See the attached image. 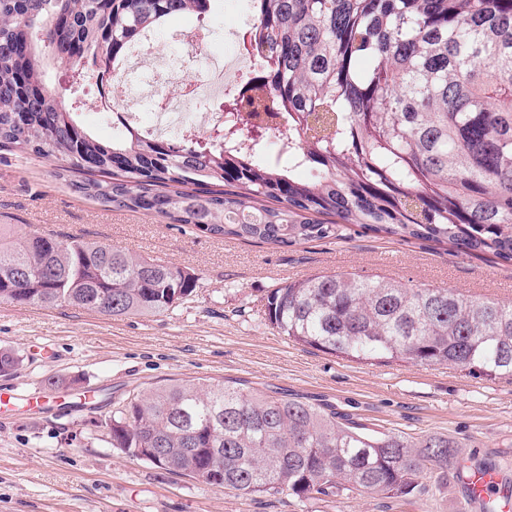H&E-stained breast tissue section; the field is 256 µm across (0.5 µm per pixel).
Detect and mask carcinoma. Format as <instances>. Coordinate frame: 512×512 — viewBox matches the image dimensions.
<instances>
[{"instance_id":"1","label":"carcinoma","mask_w":512,"mask_h":512,"mask_svg":"<svg viewBox=\"0 0 512 512\" xmlns=\"http://www.w3.org/2000/svg\"><path fill=\"white\" fill-rule=\"evenodd\" d=\"M218 2L0 0V150L56 161L55 176L83 175L73 186L86 196L214 237L288 246L359 227L512 265V0H250L259 68L225 98L218 137L103 143L47 86L56 66L117 69L142 33ZM197 285L172 264L0 224L1 303L154 315ZM265 316L349 360L512 377L511 300L334 271L276 285ZM21 363L0 349V375ZM107 427L125 454L243 496L401 497L457 458L443 434L377 435L306 401L201 381L134 396Z\"/></svg>"}]
</instances>
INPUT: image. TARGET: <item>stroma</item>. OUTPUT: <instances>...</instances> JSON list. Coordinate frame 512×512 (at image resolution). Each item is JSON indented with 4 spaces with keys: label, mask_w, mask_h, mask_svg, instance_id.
<instances>
[{
    "label": "stroma",
    "mask_w": 512,
    "mask_h": 512,
    "mask_svg": "<svg viewBox=\"0 0 512 512\" xmlns=\"http://www.w3.org/2000/svg\"><path fill=\"white\" fill-rule=\"evenodd\" d=\"M243 0H222L213 48L233 51ZM0 224L81 238L169 262L198 278L159 315L112 317L72 306L0 303V348L23 358L0 392V512H463L456 466L423 473L409 495L373 492L302 501L242 496L132 459L107 421L135 394L173 380L276 390L349 414L375 433H441L458 464L493 463L512 479V379L448 364L355 362L280 335L264 315L280 282L331 271L385 276L512 299V266L374 233L278 247L217 238L142 211L85 197L50 162L0 153ZM56 388H49V381Z\"/></svg>",
    "instance_id": "stroma-1"
}]
</instances>
